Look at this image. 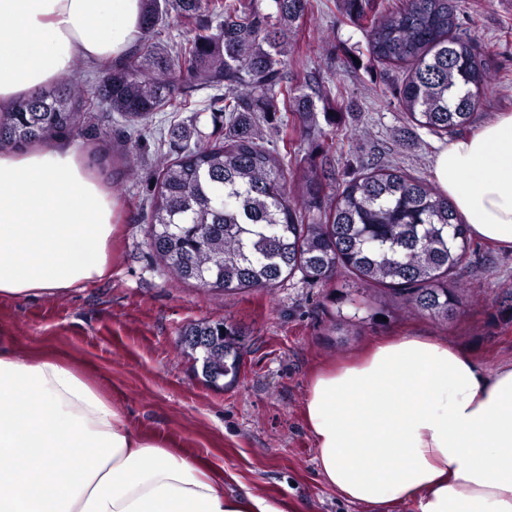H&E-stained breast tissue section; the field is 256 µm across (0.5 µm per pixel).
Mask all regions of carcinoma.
Returning <instances> with one entry per match:
<instances>
[{"mask_svg": "<svg viewBox=\"0 0 512 512\" xmlns=\"http://www.w3.org/2000/svg\"><path fill=\"white\" fill-rule=\"evenodd\" d=\"M197 33L171 53L143 45L105 72L96 94L125 123V142L138 143L150 119L205 89H222L208 109L224 119V139L190 144L192 128L177 124L160 160L147 236L157 263L182 282L226 292L273 288L301 275L310 284L342 271L382 286L410 311L446 320L464 306L448 287L469 247V225L448 197L426 181L373 160L361 174L327 193L325 169L297 172L257 141L268 114L289 112L300 124L316 110L293 83L281 56L288 30L311 0H274L271 21L256 0H171ZM341 12L366 34L370 58L403 70L397 96L407 119L436 135L461 134L496 79L487 55L460 33L452 0H339ZM221 19L213 25L215 19ZM91 92L64 83L0 116V148L49 144L91 119ZM198 336L210 337L206 348ZM182 351L201 363L218 387L241 365L237 331L222 322L187 325Z\"/></svg>", "mask_w": 512, "mask_h": 512, "instance_id": "1", "label": "carcinoma"}]
</instances>
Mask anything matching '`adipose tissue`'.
<instances>
[{
  "label": "adipose tissue",
  "mask_w": 512,
  "mask_h": 512,
  "mask_svg": "<svg viewBox=\"0 0 512 512\" xmlns=\"http://www.w3.org/2000/svg\"><path fill=\"white\" fill-rule=\"evenodd\" d=\"M146 14L147 0H0V112L77 61H123ZM434 177L475 238L512 247L511 112L449 140ZM114 219L75 145L0 149V297L104 277ZM304 415L324 481L368 512H512V365L395 336L315 376ZM0 457V512H282L135 431L79 364L1 341Z\"/></svg>",
  "instance_id": "ef3b65f1"
}]
</instances>
